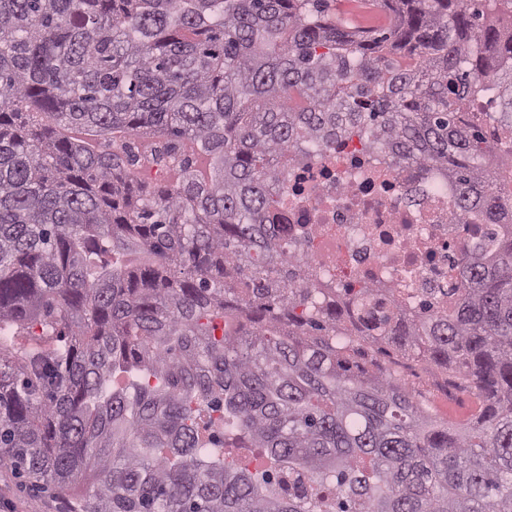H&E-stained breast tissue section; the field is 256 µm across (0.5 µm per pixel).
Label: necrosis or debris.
<instances>
[{
  "instance_id": "1",
  "label": "necrosis or debris",
  "mask_w": 512,
  "mask_h": 512,
  "mask_svg": "<svg viewBox=\"0 0 512 512\" xmlns=\"http://www.w3.org/2000/svg\"><path fill=\"white\" fill-rule=\"evenodd\" d=\"M270 191L285 202L270 209L269 223L289 251L310 261L302 276L327 291L368 287L356 299L365 321L392 309L412 318L446 307L458 285L452 268L479 257L475 226L504 230L475 211L468 223H453L459 191L446 171L420 175L354 137L294 150L286 179Z\"/></svg>"
}]
</instances>
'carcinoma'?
<instances>
[{"instance_id": "carcinoma-1", "label": "carcinoma", "mask_w": 512, "mask_h": 512, "mask_svg": "<svg viewBox=\"0 0 512 512\" xmlns=\"http://www.w3.org/2000/svg\"><path fill=\"white\" fill-rule=\"evenodd\" d=\"M328 2L0 0V462L62 492L92 472L81 512H512V237L383 335L479 391L448 423L349 373L351 309L265 223L291 149L345 134L447 169L459 224L476 186L512 216L457 112L496 91L512 149V33L484 0H336L388 10L349 28ZM133 137L171 181L139 178Z\"/></svg>"}]
</instances>
